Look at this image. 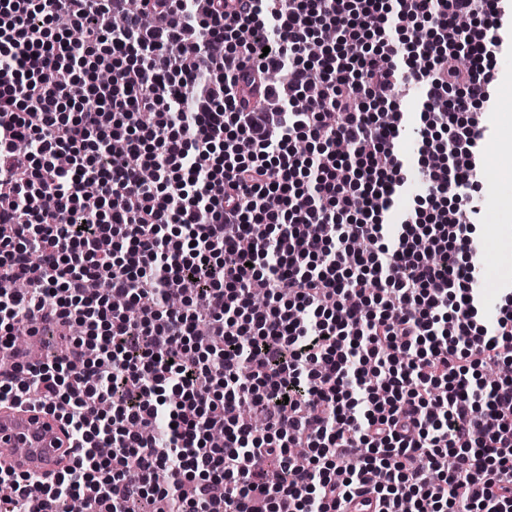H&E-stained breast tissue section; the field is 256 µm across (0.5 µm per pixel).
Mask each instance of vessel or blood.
<instances>
[{
	"mask_svg": "<svg viewBox=\"0 0 512 512\" xmlns=\"http://www.w3.org/2000/svg\"><path fill=\"white\" fill-rule=\"evenodd\" d=\"M73 452L72 434L56 415L0 405V470L46 480L71 463Z\"/></svg>",
	"mask_w": 512,
	"mask_h": 512,
	"instance_id": "1",
	"label": "vessel or blood"
}]
</instances>
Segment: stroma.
<instances>
[{
	"label": "stroma",
	"mask_w": 512,
	"mask_h": 512,
	"mask_svg": "<svg viewBox=\"0 0 512 512\" xmlns=\"http://www.w3.org/2000/svg\"><path fill=\"white\" fill-rule=\"evenodd\" d=\"M503 8V47L493 63L488 113L483 117L487 132L477 160L483 187L473 222L480 259L495 265L501 279L512 281V210L502 203L504 191L512 188V0H504Z\"/></svg>",
	"instance_id": "35a3bbf8"
}]
</instances>
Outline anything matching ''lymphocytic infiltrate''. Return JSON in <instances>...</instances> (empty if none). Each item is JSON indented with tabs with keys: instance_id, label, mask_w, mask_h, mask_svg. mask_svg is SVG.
I'll list each match as a JSON object with an SVG mask.
<instances>
[{
	"instance_id": "lymphocytic-infiltrate-1",
	"label": "lymphocytic infiltrate",
	"mask_w": 512,
	"mask_h": 512,
	"mask_svg": "<svg viewBox=\"0 0 512 512\" xmlns=\"http://www.w3.org/2000/svg\"><path fill=\"white\" fill-rule=\"evenodd\" d=\"M501 26L500 0H0V403L76 451L0 472V512H512V377L481 376L512 365V292L478 322L451 219ZM23 327L63 345L25 360Z\"/></svg>"
}]
</instances>
